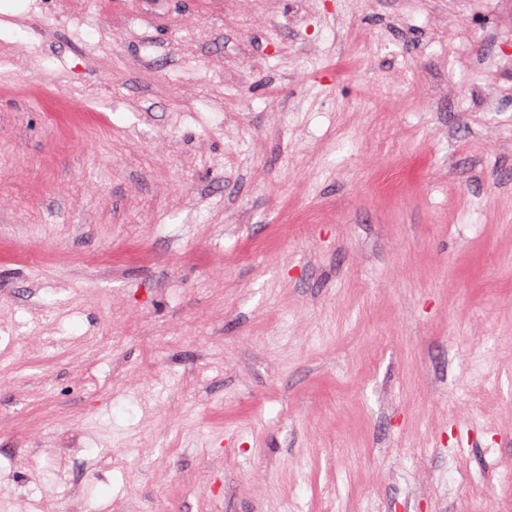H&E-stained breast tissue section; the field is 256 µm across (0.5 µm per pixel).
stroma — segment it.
Masks as SVG:
<instances>
[{
    "instance_id": "1",
    "label": "stroma",
    "mask_w": 512,
    "mask_h": 512,
    "mask_svg": "<svg viewBox=\"0 0 512 512\" xmlns=\"http://www.w3.org/2000/svg\"><path fill=\"white\" fill-rule=\"evenodd\" d=\"M23 507L512 512V0H0Z\"/></svg>"
}]
</instances>
